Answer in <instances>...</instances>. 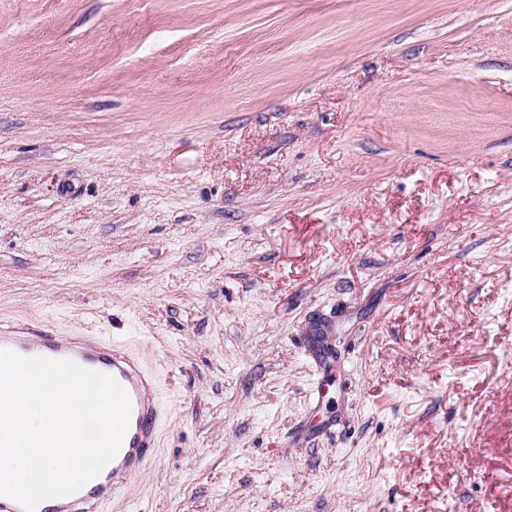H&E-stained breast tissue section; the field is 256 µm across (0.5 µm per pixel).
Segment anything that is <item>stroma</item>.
<instances>
[{"instance_id":"1","label":"stroma","mask_w":512,"mask_h":512,"mask_svg":"<svg viewBox=\"0 0 512 512\" xmlns=\"http://www.w3.org/2000/svg\"><path fill=\"white\" fill-rule=\"evenodd\" d=\"M1 320L156 379L109 512H512V0H0Z\"/></svg>"}]
</instances>
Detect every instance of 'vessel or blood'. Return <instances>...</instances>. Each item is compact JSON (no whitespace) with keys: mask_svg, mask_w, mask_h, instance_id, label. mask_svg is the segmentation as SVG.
Instances as JSON below:
<instances>
[{"mask_svg":"<svg viewBox=\"0 0 512 512\" xmlns=\"http://www.w3.org/2000/svg\"><path fill=\"white\" fill-rule=\"evenodd\" d=\"M0 349L25 357L42 356L67 359L88 369L113 376L127 391L132 413L129 428L111 473L77 493L54 499L52 505L39 506L38 512H105L112 500L125 493L151 458L156 446L157 428L163 408L135 357L126 349L99 337L62 336L44 328L24 332L0 327Z\"/></svg>","mask_w":512,"mask_h":512,"instance_id":"obj_1","label":"vessel or blood"}]
</instances>
